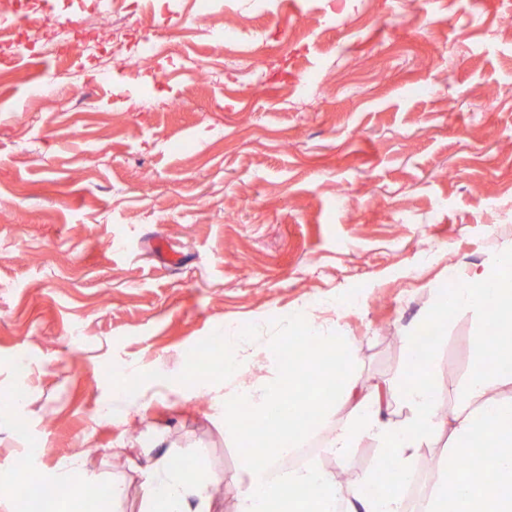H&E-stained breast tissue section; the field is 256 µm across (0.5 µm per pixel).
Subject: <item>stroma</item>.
<instances>
[{
    "mask_svg": "<svg viewBox=\"0 0 512 512\" xmlns=\"http://www.w3.org/2000/svg\"><path fill=\"white\" fill-rule=\"evenodd\" d=\"M71 3L18 0L21 41L52 42L41 19ZM124 12L164 52L133 69L102 46L78 52L91 89L77 104L35 80L58 55L0 44V470L65 471L83 489L120 478L110 512H139L143 473L166 454L223 482L215 512H235L249 451L224 429L213 337L253 351L238 381L263 386L311 309L354 346L350 377L369 394L404 378L449 271L512 247V0ZM226 29L260 35L252 68L225 71ZM354 295L357 309L330 312ZM488 323L461 309L440 329L447 406Z\"/></svg>",
    "mask_w": 512,
    "mask_h": 512,
    "instance_id": "obj_1",
    "label": "stroma"
}]
</instances>
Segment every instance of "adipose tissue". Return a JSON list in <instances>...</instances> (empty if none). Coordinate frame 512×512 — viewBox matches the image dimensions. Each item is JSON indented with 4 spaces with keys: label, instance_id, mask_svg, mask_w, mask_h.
Segmentation results:
<instances>
[{
    "label": "adipose tissue",
    "instance_id": "1",
    "mask_svg": "<svg viewBox=\"0 0 512 512\" xmlns=\"http://www.w3.org/2000/svg\"><path fill=\"white\" fill-rule=\"evenodd\" d=\"M512 281V248L495 261L463 279L453 294L437 295L425 315L426 321L442 322L458 308L492 313L502 335L489 345L476 339L469 379L457 399L452 415L441 412L443 390L432 368L433 353L409 355L411 370L400 386L386 387L367 396H357L346 378L354 352L341 336L319 333L309 317H301L293 331L282 337L286 356L279 365L277 380L259 389L229 384L224 393V428L239 427L238 408L248 405L271 427L263 434L268 450L265 464L248 459L243 463L246 489L239 495L235 512H272L283 504L288 512H406L402 482L413 473V461L420 449L429 447L440 435H447L449 455L464 457L473 447L493 448L496 478L485 482L473 470L442 471L438 483L427 495L423 512H512V398L498 397L497 390L512 385V371H500L512 364V297H504L501 281ZM314 335L319 348L321 371L309 380L303 361L289 352L300 337ZM397 397L405 415L395 421L381 418L390 397ZM318 405L324 419L332 420L328 449L338 464H345L361 438L375 440L393 469L384 477L361 476L351 485L316 464L288 472L281 471V457L294 453L307 441L311 426L297 410L281 411L287 400ZM350 418L334 422L339 409ZM211 481L189 464L173 467L168 457L154 460L141 484L144 512H210Z\"/></svg>",
    "mask_w": 512,
    "mask_h": 512
}]
</instances>
